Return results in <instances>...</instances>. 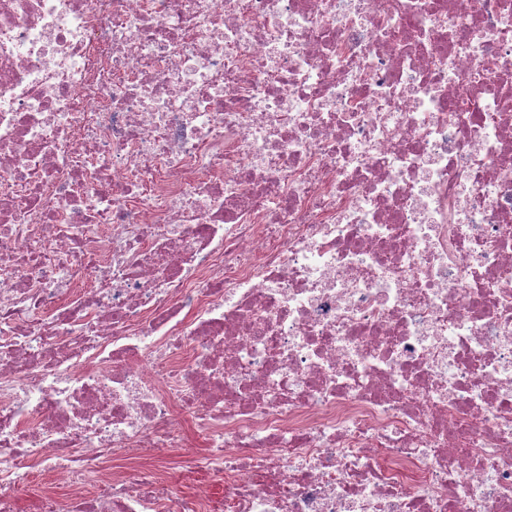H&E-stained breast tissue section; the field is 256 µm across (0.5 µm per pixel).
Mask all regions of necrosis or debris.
<instances>
[{
  "label": "necrosis or debris",
  "mask_w": 512,
  "mask_h": 512,
  "mask_svg": "<svg viewBox=\"0 0 512 512\" xmlns=\"http://www.w3.org/2000/svg\"><path fill=\"white\" fill-rule=\"evenodd\" d=\"M37 476L512 512V0H0V512Z\"/></svg>",
  "instance_id": "obj_1"
}]
</instances>
